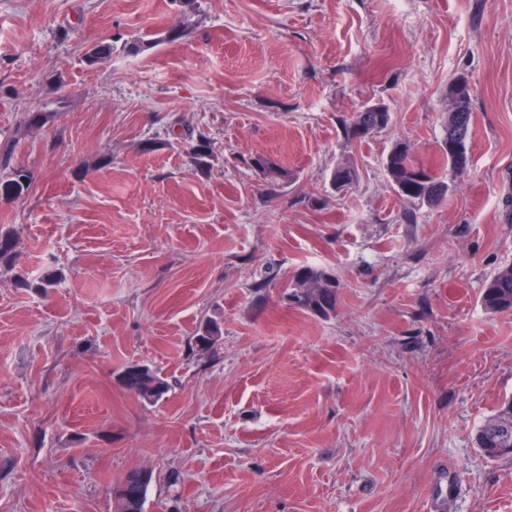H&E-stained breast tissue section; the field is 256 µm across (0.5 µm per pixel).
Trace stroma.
Instances as JSON below:
<instances>
[{"label": "stroma", "instance_id": "35a3bbf8", "mask_svg": "<svg viewBox=\"0 0 512 512\" xmlns=\"http://www.w3.org/2000/svg\"><path fill=\"white\" fill-rule=\"evenodd\" d=\"M374 102L391 123L349 142ZM398 140L449 180L442 204L401 202ZM4 151L34 182L0 198V512H112L143 468L146 512H512V454L474 443L512 397V313L480 304L512 264V0H0ZM304 265L335 275L330 316L289 305ZM19 269L59 273L52 296ZM130 362L165 400L117 384ZM464 83L461 92L449 95L452 108L446 114L443 123L444 136L441 142L443 157L453 172H463L469 166L468 144L475 135L470 102L473 90L464 77H458ZM117 380L123 390L150 405L160 402L170 390L165 378L140 363L125 366L117 374Z\"/></svg>", "mask_w": 512, "mask_h": 512}]
</instances>
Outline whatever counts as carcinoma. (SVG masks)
Instances as JSON below:
<instances>
[{"instance_id":"1","label":"carcinoma","mask_w":512,"mask_h":512,"mask_svg":"<svg viewBox=\"0 0 512 512\" xmlns=\"http://www.w3.org/2000/svg\"><path fill=\"white\" fill-rule=\"evenodd\" d=\"M86 55L93 57L87 66L94 67L112 55V44L106 41L93 45ZM473 90L469 84L457 94H450L452 108L443 123L441 142L443 157L454 172H463L469 166L468 144L475 136L470 102ZM391 113L382 103L364 105L342 122L347 140L360 141L385 130ZM253 166L267 180L288 177V172L273 159L259 155ZM386 170L400 200L409 206L433 204L450 193V183L438 178L434 171L417 161L405 141L396 142L386 157ZM356 179V170L348 163L338 165L332 175L337 190H343ZM33 182L31 173L22 166L10 164L9 153L0 159V195L19 198L28 193ZM16 261L15 239L11 232H0V263ZM336 277L312 266L300 268L293 278L289 298L301 309L316 316L327 317L336 308ZM481 305L488 313L512 312V266L497 270L485 282L480 295ZM221 339L220 327L210 323L195 337L200 350L214 347ZM117 380L123 390L144 403L160 402L170 390L168 381L150 367L132 363L125 366ZM477 447L487 456L496 458L512 453V399L505 402L498 414L486 420L477 430ZM152 480L132 486L125 491L113 490L114 512H145L147 493Z\"/></svg>"}]
</instances>
